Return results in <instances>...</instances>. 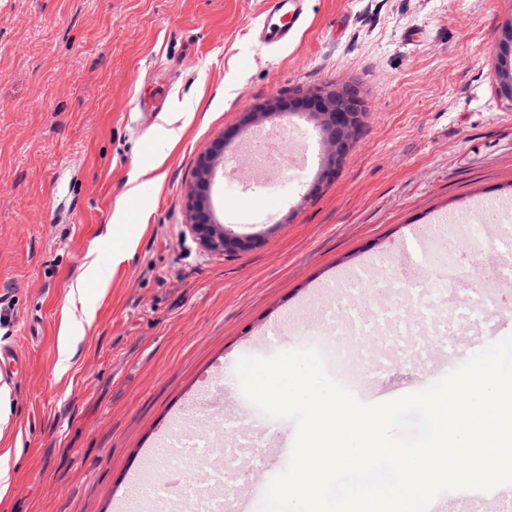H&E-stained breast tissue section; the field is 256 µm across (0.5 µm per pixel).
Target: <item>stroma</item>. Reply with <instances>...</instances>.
<instances>
[{"label": "stroma", "instance_id": "obj_1", "mask_svg": "<svg viewBox=\"0 0 512 512\" xmlns=\"http://www.w3.org/2000/svg\"><path fill=\"white\" fill-rule=\"evenodd\" d=\"M260 12V0H0V343L27 362L21 379L0 373V512H113L120 498L142 512L180 461L145 449L230 390L221 371L243 345L294 313L298 335L264 354L296 348L327 304L316 288L393 257L438 215L512 204V103L497 94L512 0H308L305 26L278 48L256 40ZM410 29L419 46L405 44ZM343 89L362 102L361 133L325 181L314 123L265 108ZM286 124L307 136V168L274 192L229 185L218 167L214 216L256 244L206 251L186 227L198 156ZM152 163L158 180L126 199L130 173ZM78 283L92 315L79 326ZM381 325L393 354L365 403L420 388L403 364L419 324ZM245 424L225 406L231 464L264 466L239 440Z\"/></svg>", "mask_w": 512, "mask_h": 512}]
</instances>
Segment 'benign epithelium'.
Listing matches in <instances>:
<instances>
[{"label":"benign epithelium","instance_id":"1","mask_svg":"<svg viewBox=\"0 0 512 512\" xmlns=\"http://www.w3.org/2000/svg\"><path fill=\"white\" fill-rule=\"evenodd\" d=\"M274 108L279 112L303 111L319 129L328 155L323 176L336 174L338 162L348 151L361 114V102L346 91L330 94L308 93L289 100L279 99ZM224 156V138L220 137L197 159L195 180L189 194L188 228L207 250L235 253L248 249L251 240L229 233L213 214L210 201L217 160Z\"/></svg>","mask_w":512,"mask_h":512}]
</instances>
